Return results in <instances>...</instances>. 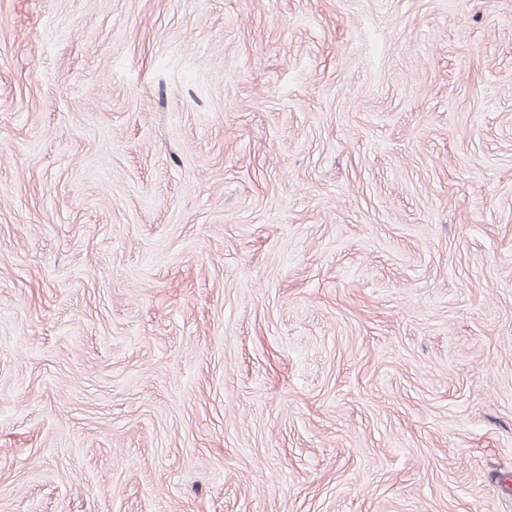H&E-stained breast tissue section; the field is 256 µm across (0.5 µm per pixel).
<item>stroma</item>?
I'll use <instances>...</instances> for the list:
<instances>
[{
  "label": "stroma",
  "mask_w": 512,
  "mask_h": 512,
  "mask_svg": "<svg viewBox=\"0 0 512 512\" xmlns=\"http://www.w3.org/2000/svg\"><path fill=\"white\" fill-rule=\"evenodd\" d=\"M0 512H512V0H0Z\"/></svg>",
  "instance_id": "1"
}]
</instances>
